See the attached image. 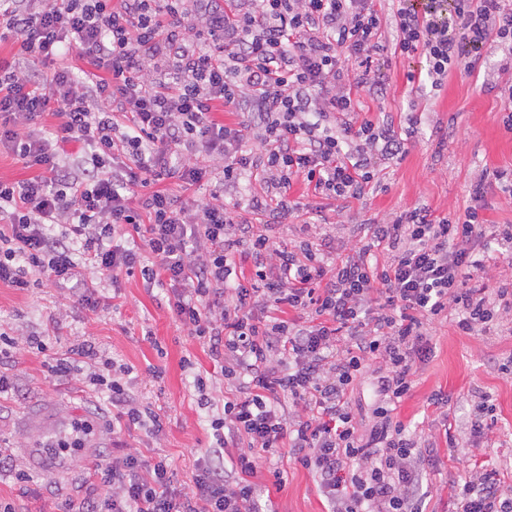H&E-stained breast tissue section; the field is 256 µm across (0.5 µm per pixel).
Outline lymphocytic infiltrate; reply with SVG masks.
I'll return each mask as SVG.
<instances>
[{
    "instance_id": "1",
    "label": "lymphocytic infiltrate",
    "mask_w": 512,
    "mask_h": 512,
    "mask_svg": "<svg viewBox=\"0 0 512 512\" xmlns=\"http://www.w3.org/2000/svg\"><path fill=\"white\" fill-rule=\"evenodd\" d=\"M392 18L397 50L424 55L435 86L488 38L512 55L505 0H392ZM381 37L374 0H0V41L18 51L0 61V149L32 171L0 181V283L24 291L38 275L63 286L89 265L114 281L138 273L170 286L176 319L237 387L211 422L219 445L191 492L173 488L166 459L145 477L129 454L98 467L112 497H89L82 512H259L257 454L283 447L312 473L329 512H423L436 450L407 434L392 406L412 387L433 321L454 313L457 331L471 335L512 316V281H487L476 249L486 235L512 248V224L481 220L490 182L473 186L464 215L413 208L371 225L345 258L324 239L291 249L268 233L299 208L293 182L361 199L379 184L375 157L407 154L393 124L359 117L358 89L379 85ZM67 56L83 69L44 81L39 64ZM349 59L362 69L351 85ZM221 106L249 118L225 125ZM48 111L60 119L49 131L35 125ZM251 131L257 156L245 148ZM76 142L79 157L67 151ZM213 164L221 185L207 198L163 187L190 188ZM257 171L265 195L225 201V186ZM245 210L264 224L244 222ZM241 251L251 275L233 260ZM79 358L112 372L103 392L113 433L140 423L128 369H113L94 345L49 370L69 377ZM369 363L378 405L362 434L349 390ZM240 436L248 446L225 468L224 449ZM453 491L459 512H512V491L489 473L471 470Z\"/></svg>"
}]
</instances>
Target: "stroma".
Instances as JSON below:
<instances>
[{"label": "stroma", "instance_id": "1", "mask_svg": "<svg viewBox=\"0 0 512 512\" xmlns=\"http://www.w3.org/2000/svg\"><path fill=\"white\" fill-rule=\"evenodd\" d=\"M377 8L383 38L373 66L382 91L362 92L361 115L375 122L390 118L403 127L414 117L418 133L402 160H377L383 188L366 201L321 199L301 182L289 191L303 208L321 211L318 230L342 255L356 246L366 223L414 207L440 216L463 214L472 204L471 186L483 173L512 168V133L501 122L504 103L498 87L507 76L500 70L504 53L498 42L486 41L474 68L452 70L435 90L424 77V56L396 53L387 0H379ZM411 73L420 75V82H408ZM99 282L102 301L93 312L80 304L76 287L46 283L22 292L0 284V333L20 340L0 358V375L11 385L0 396V455L12 461L11 468L0 470V501L16 512H60L67 503L78 510L96 465L131 453L148 465L167 458L173 486L191 490L198 461L212 443L210 420L234 392L220 363L174 318L169 288L148 287L138 276L121 277L116 284ZM30 335L48 338L50 352L27 343ZM86 340L105 357L133 367L131 391L160 418L161 434L136 425L113 436V411L89 380L93 365L76 363L67 379L49 374L50 357L69 356ZM430 346L429 357L416 363L412 388L395 414L408 432L431 440L438 450L427 475L426 512H456L451 487L473 465L498 472L502 484L512 486V374L499 369L512 357V334L493 330L466 336L444 317L432 325ZM198 374L208 380L203 396L194 385ZM438 390L450 398L444 416L427 405ZM478 392L490 394L496 407L488 442L469 439L461 428ZM83 420L94 424L84 448L63 455L43 451L48 438L71 433L73 424ZM260 467L283 474L279 485L263 479L262 512H327L315 479L290 460L287 449L261 459ZM21 472L29 482L18 481Z\"/></svg>", "mask_w": 512, "mask_h": 512}]
</instances>
